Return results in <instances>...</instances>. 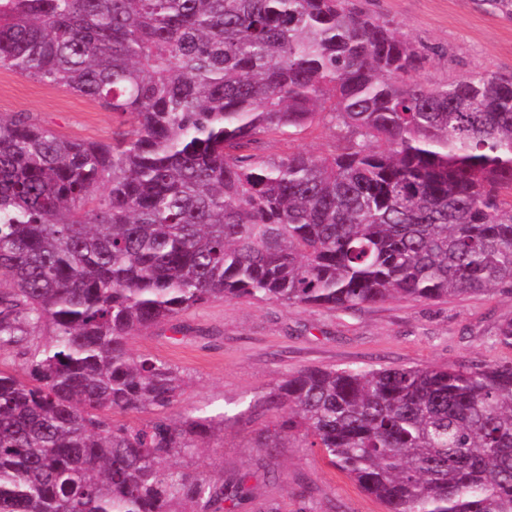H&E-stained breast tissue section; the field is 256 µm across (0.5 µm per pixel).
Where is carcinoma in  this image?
<instances>
[{
    "mask_svg": "<svg viewBox=\"0 0 512 512\" xmlns=\"http://www.w3.org/2000/svg\"><path fill=\"white\" fill-rule=\"evenodd\" d=\"M429 60L357 0H0V69L135 121L106 143L0 117V352L26 358L0 369V512H229L244 479L184 459L246 414L386 512H512L511 360L308 368L168 415L184 377L130 348L215 299L512 293V75L430 87ZM316 123L342 145L254 153Z\"/></svg>",
    "mask_w": 512,
    "mask_h": 512,
    "instance_id": "carcinoma-1",
    "label": "carcinoma"
}]
</instances>
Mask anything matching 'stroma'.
<instances>
[{"label": "stroma", "instance_id": "1", "mask_svg": "<svg viewBox=\"0 0 512 512\" xmlns=\"http://www.w3.org/2000/svg\"><path fill=\"white\" fill-rule=\"evenodd\" d=\"M364 9L400 24L431 51L420 78L431 86L475 71L512 75V11L483 0H361ZM30 113L35 122L76 139L109 142L132 120L76 93L0 69V116ZM333 129L319 124L297 139L265 136L260 154L334 151ZM512 318V295L484 292L446 300L395 298L352 310L328 311L217 299L135 336L133 352L148 353L188 379L183 405L209 411L250 402L285 376L307 367H436L468 360L512 359L496 345L498 324ZM266 417H246L224 431L217 454L195 458L198 469L220 466L246 475L251 498L242 512H386L316 448L298 440L276 456L260 446Z\"/></svg>", "mask_w": 512, "mask_h": 512}]
</instances>
